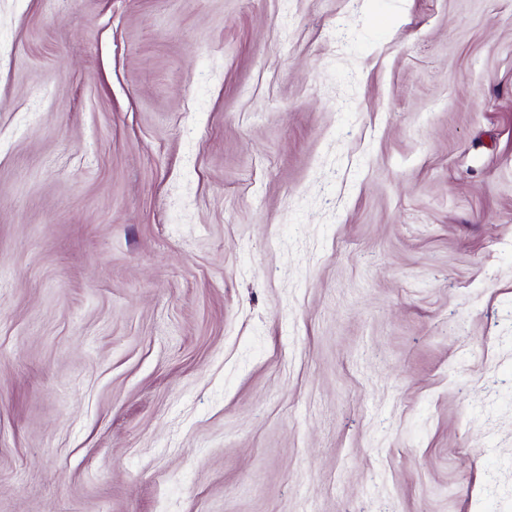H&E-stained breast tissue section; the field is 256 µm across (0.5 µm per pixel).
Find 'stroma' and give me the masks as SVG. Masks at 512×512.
Segmentation results:
<instances>
[{
    "mask_svg": "<svg viewBox=\"0 0 512 512\" xmlns=\"http://www.w3.org/2000/svg\"><path fill=\"white\" fill-rule=\"evenodd\" d=\"M0 512H512V0H0Z\"/></svg>",
    "mask_w": 512,
    "mask_h": 512,
    "instance_id": "35a3bbf8",
    "label": "stroma"
}]
</instances>
